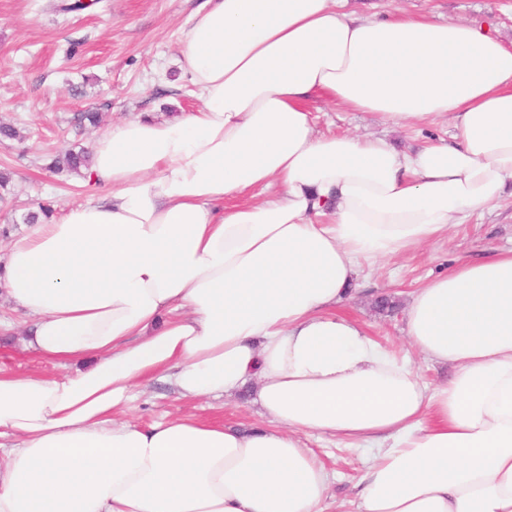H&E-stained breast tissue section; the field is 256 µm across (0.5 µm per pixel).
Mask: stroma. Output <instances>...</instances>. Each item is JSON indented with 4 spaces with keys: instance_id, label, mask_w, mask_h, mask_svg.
Segmentation results:
<instances>
[{
    "instance_id": "stroma-1",
    "label": "stroma",
    "mask_w": 512,
    "mask_h": 512,
    "mask_svg": "<svg viewBox=\"0 0 512 512\" xmlns=\"http://www.w3.org/2000/svg\"><path fill=\"white\" fill-rule=\"evenodd\" d=\"M54 0H0V123L16 127L14 140L0 139V170L12 173L9 205L0 210V254L22 236L23 216L39 202L55 207L97 198L101 190L75 174L47 169L51 156L67 149H90L113 124L150 114L167 121L197 107L182 77L180 40L192 13L205 0H94L83 11L56 13ZM346 10L359 14L434 13L443 21H460L496 30L512 41V0H347ZM322 133L380 137L401 150L430 138H450L444 122L399 128L378 124L323 100L309 103ZM99 112L100 122L80 124L81 113ZM512 247V181L499 204L449 228L447 236L365 269L346 303L370 336L392 353L405 344L401 306L427 280L447 272L456 260L476 258ZM388 293L400 307L391 313L375 307ZM29 318L0 296V371L59 376L63 367L23 349ZM259 408L241 396L179 399L164 381L146 386L128 417L147 426L165 417L194 415L205 423L248 428L260 424ZM306 444L334 480L330 501L353 498L364 469V449L338 439L312 435Z\"/></svg>"
}]
</instances>
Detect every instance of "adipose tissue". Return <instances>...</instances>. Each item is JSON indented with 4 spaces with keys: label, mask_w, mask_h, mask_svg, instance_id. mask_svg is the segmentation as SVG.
Masks as SVG:
<instances>
[{
    "label": "adipose tissue",
    "mask_w": 512,
    "mask_h": 512,
    "mask_svg": "<svg viewBox=\"0 0 512 512\" xmlns=\"http://www.w3.org/2000/svg\"><path fill=\"white\" fill-rule=\"evenodd\" d=\"M180 68L199 107L109 128L87 173L110 193L0 257L26 348L75 368L0 372V512H324L312 434L371 451L357 512H512V250L411 292L412 348L455 367L435 387L338 311L362 261L501 200L512 45L343 0H206ZM319 96L454 133L413 151L321 135ZM158 374L187 400L254 392L265 422H117Z\"/></svg>",
    "instance_id": "ef3b65f1"
}]
</instances>
